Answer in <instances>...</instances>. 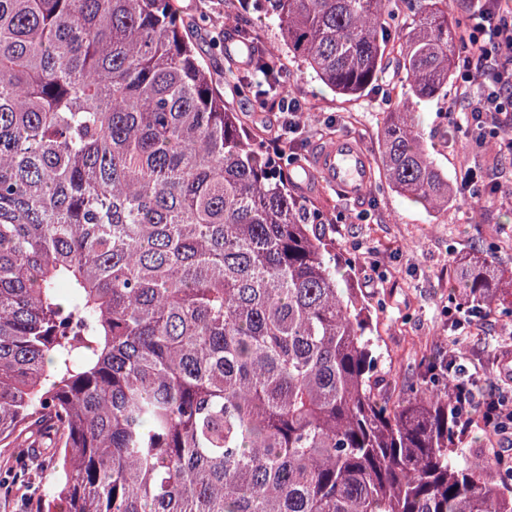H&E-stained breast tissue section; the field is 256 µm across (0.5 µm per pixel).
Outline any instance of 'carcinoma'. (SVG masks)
<instances>
[{
  "label": "carcinoma",
  "instance_id": "obj_1",
  "mask_svg": "<svg viewBox=\"0 0 512 512\" xmlns=\"http://www.w3.org/2000/svg\"><path fill=\"white\" fill-rule=\"evenodd\" d=\"M288 55L355 96L385 56V185L456 195L401 107L443 99L448 0H266ZM174 0H0V447L39 512H512L496 459L457 446L453 371L377 370L326 234L195 50ZM252 60L274 70L273 51ZM453 286L512 307L492 256Z\"/></svg>",
  "mask_w": 512,
  "mask_h": 512
}]
</instances>
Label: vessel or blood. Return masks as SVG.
I'll list each match as a JSON object with an SVG mask.
<instances>
[{
	"label": "vessel or blood",
	"instance_id": "obj_1",
	"mask_svg": "<svg viewBox=\"0 0 512 512\" xmlns=\"http://www.w3.org/2000/svg\"><path fill=\"white\" fill-rule=\"evenodd\" d=\"M305 183L329 187L342 199L359 202L372 189L374 169L362 140L339 135L314 145L302 167Z\"/></svg>",
	"mask_w": 512,
	"mask_h": 512
}]
</instances>
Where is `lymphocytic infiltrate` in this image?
I'll list each match as a JSON object with an SVG mask.
<instances>
[{"label": "lymphocytic infiltrate", "mask_w": 512, "mask_h": 512, "mask_svg": "<svg viewBox=\"0 0 512 512\" xmlns=\"http://www.w3.org/2000/svg\"><path fill=\"white\" fill-rule=\"evenodd\" d=\"M472 22L463 28L458 98L448 117L461 127H476L498 137L500 158L512 161V8L504 0H480ZM453 401L462 414L461 428L483 422L492 428L500 453L512 451V402L483 393L470 380L457 381Z\"/></svg>", "instance_id": "lymphocytic-infiltrate-1"}]
</instances>
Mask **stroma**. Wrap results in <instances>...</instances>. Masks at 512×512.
I'll list each match as a JSON object with an SVG mask.
<instances>
[{"label":"stroma","instance_id":"stroma-1","mask_svg":"<svg viewBox=\"0 0 512 512\" xmlns=\"http://www.w3.org/2000/svg\"><path fill=\"white\" fill-rule=\"evenodd\" d=\"M176 5L188 19L205 17L204 26L191 35L198 54L218 77L229 85L244 81L262 87L259 69L231 63L228 54L212 46V35L229 27L218 0H176ZM285 67L293 96L306 107L295 134H286L288 116L276 106L262 109L252 99L224 94L260 140L275 144L289 137L290 151L300 161L317 141L341 134L357 136L368 151H376L389 110L387 93L398 82L394 64L384 66L372 91L350 98L333 94L293 62ZM409 109L434 160L447 173L459 205L431 216L378 182L358 204L340 200L328 188H301L297 194L306 201L326 200L330 206L333 223L328 232L343 258L351 260L357 291L373 312L383 370L413 380L424 372V357L450 355L485 393L510 394L512 382L500 377L499 369L502 356L512 348V314L472 320L452 300L449 278L453 258L488 249L501 267L512 268V247L490 238L495 228L512 227V163L492 161L482 151L471 150L464 134L447 139L449 122L440 104L416 100ZM470 169L496 176V193L468 198L463 175Z\"/></svg>","mask_w":512,"mask_h":512}]
</instances>
